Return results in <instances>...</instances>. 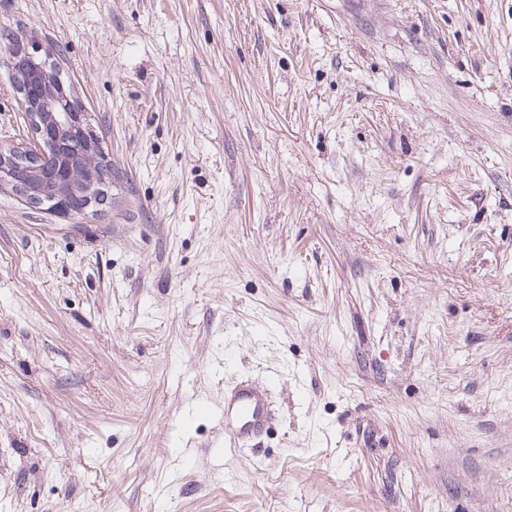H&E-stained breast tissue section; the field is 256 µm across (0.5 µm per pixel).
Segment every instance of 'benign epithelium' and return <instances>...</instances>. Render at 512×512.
Masks as SVG:
<instances>
[{
	"mask_svg": "<svg viewBox=\"0 0 512 512\" xmlns=\"http://www.w3.org/2000/svg\"><path fill=\"white\" fill-rule=\"evenodd\" d=\"M9 56L11 67L22 72L30 67L47 68L46 62L24 48L11 49ZM46 86L47 83L38 77L33 83L18 88V100L26 109L32 129V144L26 149L0 150V188H14L24 199L35 197L55 213L81 214L103 203L106 168L100 165L97 139L82 101L72 90L66 91L61 85L59 90L66 91L70 106L64 112H49L41 104L46 96ZM70 134L83 138L85 161L63 165L48 174L50 184L35 187L44 154L42 142L51 138L60 141Z\"/></svg>",
	"mask_w": 512,
	"mask_h": 512,
	"instance_id": "obj_1",
	"label": "benign epithelium"
}]
</instances>
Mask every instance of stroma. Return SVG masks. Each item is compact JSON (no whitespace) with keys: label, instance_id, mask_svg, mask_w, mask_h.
I'll return each mask as SVG.
<instances>
[{"label":"stroma","instance_id":"stroma-1","mask_svg":"<svg viewBox=\"0 0 512 512\" xmlns=\"http://www.w3.org/2000/svg\"><path fill=\"white\" fill-rule=\"evenodd\" d=\"M1 30L62 49L121 178L84 215L0 189V512H512V0H0ZM224 415L229 420L224 435L235 446H246L266 429L271 420L268 394L252 381L240 380L224 398Z\"/></svg>","mask_w":512,"mask_h":512}]
</instances>
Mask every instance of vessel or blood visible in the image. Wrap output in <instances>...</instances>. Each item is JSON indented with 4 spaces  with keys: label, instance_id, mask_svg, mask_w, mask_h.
Masks as SVG:
<instances>
[{
    "label": "vessel or blood",
    "instance_id": "vessel-or-blood-1",
    "mask_svg": "<svg viewBox=\"0 0 512 512\" xmlns=\"http://www.w3.org/2000/svg\"><path fill=\"white\" fill-rule=\"evenodd\" d=\"M228 425L224 429L230 443L243 447L262 433L272 417L269 397L252 381L236 382L224 399Z\"/></svg>",
    "mask_w": 512,
    "mask_h": 512
}]
</instances>
